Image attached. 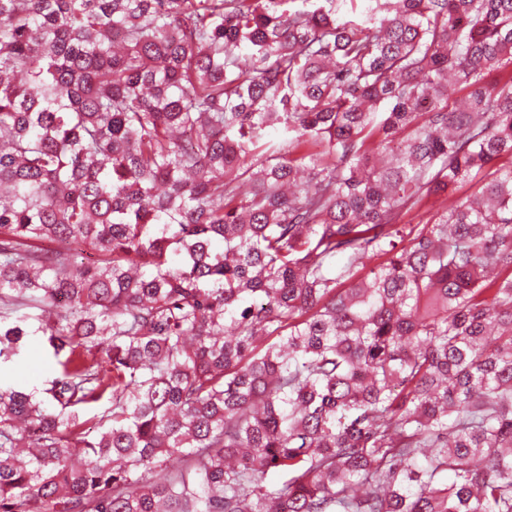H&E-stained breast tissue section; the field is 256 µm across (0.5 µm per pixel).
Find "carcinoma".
I'll return each instance as SVG.
<instances>
[{
    "label": "carcinoma",
    "mask_w": 512,
    "mask_h": 512,
    "mask_svg": "<svg viewBox=\"0 0 512 512\" xmlns=\"http://www.w3.org/2000/svg\"><path fill=\"white\" fill-rule=\"evenodd\" d=\"M37 335L0 512H512V0H0ZM58 368L57 361L45 338L30 336L26 347L18 358L7 363L1 362L2 384L28 389L41 388L44 381L56 375Z\"/></svg>",
    "instance_id": "carcinoma-1"
}]
</instances>
